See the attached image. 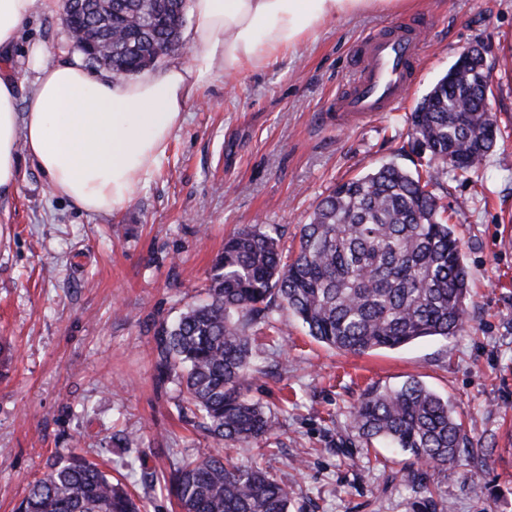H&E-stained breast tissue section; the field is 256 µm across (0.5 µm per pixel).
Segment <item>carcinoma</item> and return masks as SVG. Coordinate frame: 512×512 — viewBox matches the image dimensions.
Segmentation results:
<instances>
[{
    "instance_id": "obj_1",
    "label": "carcinoma",
    "mask_w": 512,
    "mask_h": 512,
    "mask_svg": "<svg viewBox=\"0 0 512 512\" xmlns=\"http://www.w3.org/2000/svg\"><path fill=\"white\" fill-rule=\"evenodd\" d=\"M85 36L112 46V75L130 77L181 42L172 21L186 0H70ZM112 8V24L99 15ZM484 58L454 63L410 113L409 142L426 155L428 179L393 163L337 184L302 225L297 251L278 232L239 230L211 268L206 298L156 332L160 374L177 380L204 431L234 448L268 441L275 421L245 398L252 371L248 328L286 310L308 336L353 355L398 349L462 331L470 271L435 188L439 176L475 174L501 136L487 111ZM363 445L399 448L403 481L422 485V464L456 460L468 436L448 400L411 378L369 387L352 408ZM170 491L181 512H289L288 485L253 462L220 454L173 464ZM16 512H140L119 481L83 455L56 462L33 482Z\"/></svg>"
}]
</instances>
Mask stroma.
<instances>
[{
    "instance_id": "1",
    "label": "stroma",
    "mask_w": 512,
    "mask_h": 512,
    "mask_svg": "<svg viewBox=\"0 0 512 512\" xmlns=\"http://www.w3.org/2000/svg\"><path fill=\"white\" fill-rule=\"evenodd\" d=\"M396 21L426 28L403 105L339 125L328 112L352 53ZM55 63L78 56L61 9L37 10L9 59L27 103V48ZM489 50L488 109L501 136L482 170L448 177L438 196L471 272L457 336L357 356L329 349L282 314L250 330L255 372L244 393L277 422L262 456L225 446L179 414V389L159 382L155 332L204 296L234 230L279 228L296 244L315 205L338 183L393 162L425 161L407 118L458 57ZM0 512L71 452L83 453L147 499L180 512L159 484L181 456L258 458L291 487L290 512H512V0H417L320 26L267 66L215 79L188 106L165 159L135 199L89 215L52 194L27 155L0 199ZM422 381L448 398L473 446L455 463L423 466L424 487L400 481L406 455L363 451L350 411L371 385Z\"/></svg>"
}]
</instances>
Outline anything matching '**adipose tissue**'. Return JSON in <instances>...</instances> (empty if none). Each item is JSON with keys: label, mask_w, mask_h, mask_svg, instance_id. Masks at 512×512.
Here are the masks:
<instances>
[{"label": "adipose tissue", "mask_w": 512, "mask_h": 512, "mask_svg": "<svg viewBox=\"0 0 512 512\" xmlns=\"http://www.w3.org/2000/svg\"><path fill=\"white\" fill-rule=\"evenodd\" d=\"M0 0V53L10 54L35 3ZM403 0H190L194 22L183 34L188 59L137 79L92 75L78 62L47 64L31 45L34 73L27 104L19 84L0 72V194L17 183L26 152L57 196L85 212L111 214L128 205L166 155L189 104L220 77L257 69L311 38L323 24Z\"/></svg>", "instance_id": "ef3b65f1"}]
</instances>
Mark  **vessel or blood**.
Returning a JSON list of instances; mask_svg holds the SVG:
<instances>
[{"instance_id": "obj_1", "label": "vessel or blood", "mask_w": 512, "mask_h": 512, "mask_svg": "<svg viewBox=\"0 0 512 512\" xmlns=\"http://www.w3.org/2000/svg\"><path fill=\"white\" fill-rule=\"evenodd\" d=\"M418 31V26L396 23L360 42L352 80L331 104L337 120L385 112L403 101L421 59Z\"/></svg>"}]
</instances>
